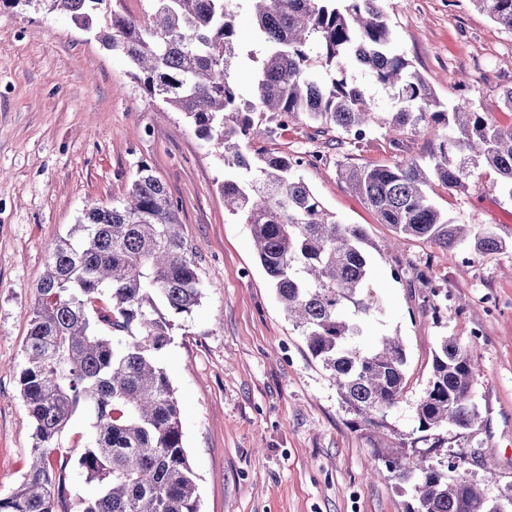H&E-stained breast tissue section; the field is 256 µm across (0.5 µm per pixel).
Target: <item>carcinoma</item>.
Here are the masks:
<instances>
[{"instance_id":"1","label":"carcinoma","mask_w":512,"mask_h":512,"mask_svg":"<svg viewBox=\"0 0 512 512\" xmlns=\"http://www.w3.org/2000/svg\"><path fill=\"white\" fill-rule=\"evenodd\" d=\"M252 6L261 52L244 94L232 71L241 50L242 2ZM123 0H43L84 28L104 20L99 39L135 69L148 98L183 114L196 135L221 150L224 205L251 227L258 258L278 301L354 414L375 460L402 470L410 487L403 512H490L492 501L436 460L479 423L476 362L444 337L414 406L415 425L389 421L403 401L406 351L396 336L368 338L378 308L364 229L336 220L299 174L303 156L268 148L289 121L336 130L359 148L377 130L394 148L422 129L437 143L430 164L355 167L341 179L400 237L430 241L453 256L508 249L484 224H456L432 202L437 185L464 194L479 168L512 197V124L460 105L452 112L393 48L385 0H145L133 15ZM512 32V0H473ZM317 46L311 55V45ZM368 70L392 92L377 112L364 90L336 78ZM203 297L195 252L165 184L145 162L121 205L86 204L67 238L48 245L29 311L19 374L33 427L32 461L0 512H58L66 465L58 440L77 416L88 432L72 465L95 485L76 512H200L196 476L183 443L176 390L159 358L175 320Z\"/></svg>"}]
</instances>
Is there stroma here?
I'll list each match as a JSON object with an SVG mask.
<instances>
[{
	"label": "stroma",
	"mask_w": 512,
	"mask_h": 512,
	"mask_svg": "<svg viewBox=\"0 0 512 512\" xmlns=\"http://www.w3.org/2000/svg\"><path fill=\"white\" fill-rule=\"evenodd\" d=\"M394 48L444 110L462 100L512 122V32L472 0H387ZM432 134L395 150L381 134L356 149L294 120L276 150L313 153L301 169L328 210L364 228L379 308L371 335L395 334L406 353V396L391 416L402 431L428 383L441 337L477 359L482 427L448 460L512 502V198L476 171L468 193L435 188V205L461 224H489L509 251L456 256L390 225L339 177L348 166L427 164ZM148 163L179 204L182 233L198 252L202 303L172 330L162 365L181 407L184 446L201 512H402L405 496L369 446L321 365L294 330L261 267L249 225L224 207V166L182 114L150 104L127 62L94 32L36 7L0 12V497L27 470L32 427L18 390L27 313L48 244L67 236L88 200L118 203ZM447 293L432 309L431 286Z\"/></svg>",
	"instance_id": "stroma-1"
}]
</instances>
